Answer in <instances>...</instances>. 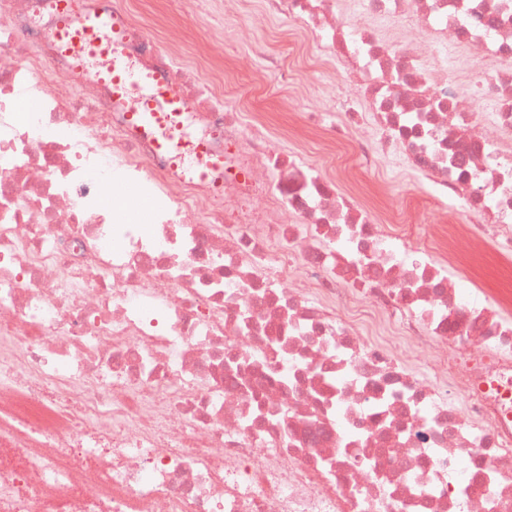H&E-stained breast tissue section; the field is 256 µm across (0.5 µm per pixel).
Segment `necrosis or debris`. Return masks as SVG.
<instances>
[{
    "label": "necrosis or debris",
    "instance_id": "necrosis-or-debris-1",
    "mask_svg": "<svg viewBox=\"0 0 512 512\" xmlns=\"http://www.w3.org/2000/svg\"><path fill=\"white\" fill-rule=\"evenodd\" d=\"M191 2L252 45L237 0ZM262 4L329 65L285 145L131 0L76 7L124 21L92 56L58 0H0V512H512V289L481 275L512 260V0ZM116 64L179 91L174 123L136 122ZM293 81L266 58L235 94ZM315 134L342 170L303 160ZM380 167L433 219L357 203ZM364 180L385 189L387 195L378 199L383 205L391 202L396 205L402 203L416 208L422 214H430L435 208L427 188L409 171L392 172L381 168L366 174Z\"/></svg>",
    "mask_w": 512,
    "mask_h": 512
}]
</instances>
